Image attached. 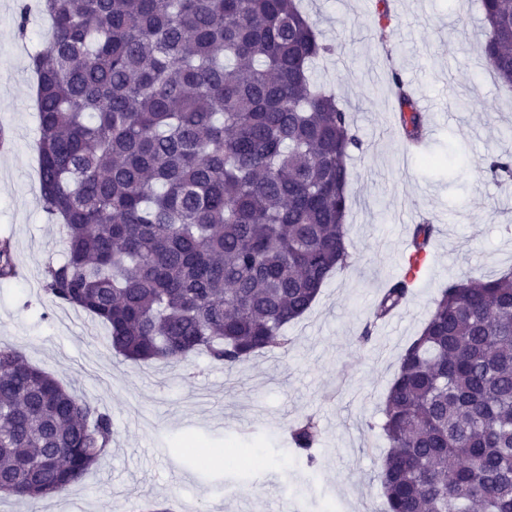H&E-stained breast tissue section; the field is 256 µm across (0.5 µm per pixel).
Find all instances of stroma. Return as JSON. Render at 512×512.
<instances>
[{
    "label": "stroma",
    "mask_w": 512,
    "mask_h": 512,
    "mask_svg": "<svg viewBox=\"0 0 512 512\" xmlns=\"http://www.w3.org/2000/svg\"><path fill=\"white\" fill-rule=\"evenodd\" d=\"M20 0H0V240L18 276L0 279V343L20 350L91 407L112 418V443L77 484L36 502L0 498V512H130L144 499L174 512H382L379 467L387 442L381 405L404 348L420 333L449 280L512 269V90L476 47L477 0H406L381 36L375 0H302L331 54L315 79L335 92L363 141L351 172L350 259L310 310L288 324L287 349L228 368L203 354L181 364L133 363L109 346L93 316L43 290L63 261L59 224L40 202L38 121L28 54L43 21L19 37ZM416 92L431 135L408 146L392 106L390 77ZM435 224L430 262L394 324L361 333L397 277L414 225ZM317 421L314 464L290 428Z\"/></svg>",
    "instance_id": "1"
}]
</instances>
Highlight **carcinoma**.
<instances>
[{
    "instance_id": "obj_1",
    "label": "carcinoma",
    "mask_w": 512,
    "mask_h": 512,
    "mask_svg": "<svg viewBox=\"0 0 512 512\" xmlns=\"http://www.w3.org/2000/svg\"><path fill=\"white\" fill-rule=\"evenodd\" d=\"M30 56L40 201L62 226L43 290L89 313L124 358L233 366L283 330L348 264L350 153L362 140L312 79L329 51L300 0H37ZM479 52L512 87V0H479ZM402 134L427 118L392 73ZM436 226L383 291L362 341L407 301ZM14 269L0 242V277ZM379 428L385 512H512V271L448 282L402 352ZM112 419L0 346V496L81 480ZM308 463L319 429L292 430Z\"/></svg>"
}]
</instances>
